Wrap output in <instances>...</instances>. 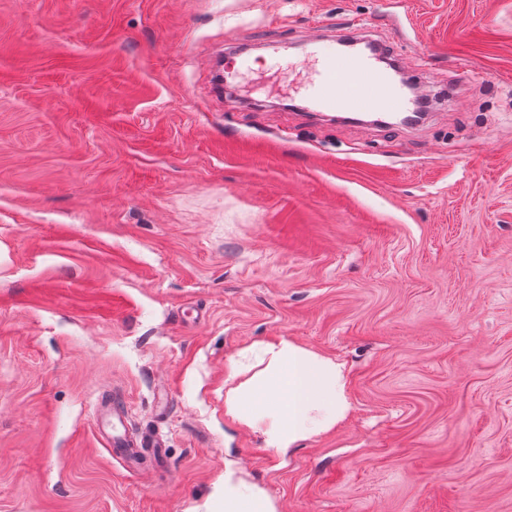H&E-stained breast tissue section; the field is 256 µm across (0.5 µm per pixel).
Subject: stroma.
Returning <instances> with one entry per match:
<instances>
[{
    "label": "stroma",
    "instance_id": "35a3bbf8",
    "mask_svg": "<svg viewBox=\"0 0 512 512\" xmlns=\"http://www.w3.org/2000/svg\"><path fill=\"white\" fill-rule=\"evenodd\" d=\"M343 32L426 122L262 67ZM282 339L352 403L285 457L224 415ZM229 466L279 512H512V0H0V512H220ZM94 416L99 426L100 432L104 435L107 448L114 459L123 461L125 464L136 466L134 454L138 452V448L130 443L124 431V422L127 418L126 411L119 408H113L112 404L103 406L102 400H98L94 409ZM121 425L123 431L117 427V423ZM110 429L112 432H108Z\"/></svg>",
    "mask_w": 512,
    "mask_h": 512
}]
</instances>
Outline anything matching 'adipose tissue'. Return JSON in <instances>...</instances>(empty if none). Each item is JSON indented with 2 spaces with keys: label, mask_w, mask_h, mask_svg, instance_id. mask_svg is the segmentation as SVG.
I'll return each instance as SVG.
<instances>
[{
  "label": "adipose tissue",
  "mask_w": 512,
  "mask_h": 512,
  "mask_svg": "<svg viewBox=\"0 0 512 512\" xmlns=\"http://www.w3.org/2000/svg\"><path fill=\"white\" fill-rule=\"evenodd\" d=\"M264 369L242 378L231 365L224 382V415L259 433L265 447L288 455L307 439L328 432L351 411L343 364L280 340L262 346ZM224 512H278L274 499L224 470Z\"/></svg>",
  "instance_id": "adipose-tissue-1"
}]
</instances>
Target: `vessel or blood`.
Instances as JSON below:
<instances>
[{
	"label": "vessel or blood",
	"mask_w": 512,
	"mask_h": 512,
	"mask_svg": "<svg viewBox=\"0 0 512 512\" xmlns=\"http://www.w3.org/2000/svg\"><path fill=\"white\" fill-rule=\"evenodd\" d=\"M315 78L310 103L328 111L377 112L398 118L409 103L395 86L391 75L377 67L369 57L354 53H328L309 62ZM94 416L113 458L134 465L137 448L120 425L126 420L123 410L96 404Z\"/></svg>",
	"instance_id": "obj_1"
}]
</instances>
